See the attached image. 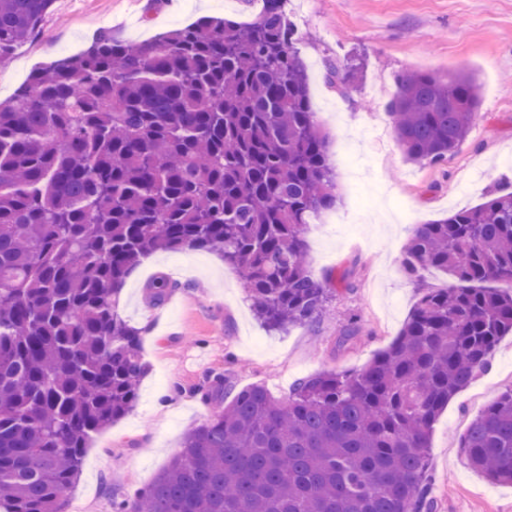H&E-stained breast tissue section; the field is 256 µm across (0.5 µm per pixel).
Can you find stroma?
Instances as JSON below:
<instances>
[{"instance_id": "stroma-1", "label": "stroma", "mask_w": 512, "mask_h": 512, "mask_svg": "<svg viewBox=\"0 0 512 512\" xmlns=\"http://www.w3.org/2000/svg\"><path fill=\"white\" fill-rule=\"evenodd\" d=\"M257 0H54L41 34L0 63V102L36 69L82 51L93 34L138 42L206 17L244 23ZM310 102L336 170L335 208L309 225L317 275L346 287L317 320L283 333L255 318L239 274L206 250L149 255L127 277L121 316L141 329L147 372L139 399L96 436L68 489L66 512H112V499L150 485L208 415V379L233 389L259 384L287 397L299 379L357 369L399 333L424 289L444 278L410 280L401 257L414 225L482 203L512 179V0H288ZM353 71L346 91L325 78L328 63ZM408 71H462L481 86L479 117L448 160L407 161L386 104ZM176 282L149 303L157 278ZM512 386V335L489 368L448 405L430 448L433 512H512V485L488 481L467 463L459 440L470 421Z\"/></svg>"}]
</instances>
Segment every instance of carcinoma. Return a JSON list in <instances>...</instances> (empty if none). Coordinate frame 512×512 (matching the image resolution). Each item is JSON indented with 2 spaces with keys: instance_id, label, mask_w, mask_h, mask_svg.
<instances>
[{
  "instance_id": "cac0c4a2",
  "label": "carcinoma",
  "mask_w": 512,
  "mask_h": 512,
  "mask_svg": "<svg viewBox=\"0 0 512 512\" xmlns=\"http://www.w3.org/2000/svg\"><path fill=\"white\" fill-rule=\"evenodd\" d=\"M53 0H0V63ZM286 0L244 24L207 19L141 43L103 31L0 105V506L64 512L89 442L135 406L140 332L116 307L156 251L218 253L259 321L311 323L337 293L308 262L309 217L336 171ZM465 74L409 72L388 104L410 161L441 162L478 116ZM451 280L421 295L365 366L262 385L210 380L213 411L114 512H432L429 439L512 332V183L414 228L403 268ZM177 284L153 286L161 305ZM470 466L512 483V387L460 438Z\"/></svg>"
}]
</instances>
